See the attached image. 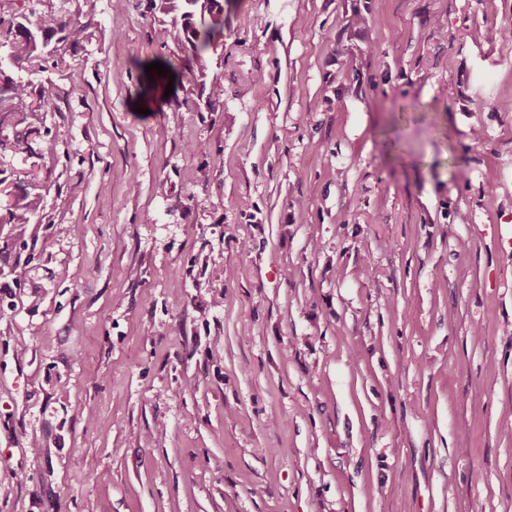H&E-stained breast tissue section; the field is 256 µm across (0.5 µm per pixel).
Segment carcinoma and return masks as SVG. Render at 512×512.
Wrapping results in <instances>:
<instances>
[{
    "instance_id": "1",
    "label": "carcinoma",
    "mask_w": 512,
    "mask_h": 512,
    "mask_svg": "<svg viewBox=\"0 0 512 512\" xmlns=\"http://www.w3.org/2000/svg\"><path fill=\"white\" fill-rule=\"evenodd\" d=\"M166 3L164 11L174 12L171 23L157 31L162 43L172 42L187 49V56L181 69L174 72V81H195L205 76L206 56L218 51L224 35V11L219 0H162ZM85 29L54 11L35 14V9L22 13L12 22L9 35L12 36L11 48L14 54L28 55L36 51L53 54L67 44H73L84 38ZM54 47H49L50 43ZM29 97V83L9 81L0 86V126L5 115L13 112V102H24ZM5 196L0 220L6 224H28L37 208V198L25 192L9 199L11 191L3 187L0 179V196Z\"/></svg>"
}]
</instances>
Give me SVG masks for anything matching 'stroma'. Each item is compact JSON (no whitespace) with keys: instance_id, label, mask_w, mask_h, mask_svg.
Masks as SVG:
<instances>
[{"instance_id":"obj_1","label":"stroma","mask_w":512,"mask_h":512,"mask_svg":"<svg viewBox=\"0 0 512 512\" xmlns=\"http://www.w3.org/2000/svg\"><path fill=\"white\" fill-rule=\"evenodd\" d=\"M221 3L200 112L157 0H0V512H512V0ZM18 19L20 20L12 22L8 31L12 36L11 48L15 55H32L39 48L40 54L45 53V49L56 36V45L46 51L47 54L51 55L60 50V47L77 43L84 38L85 29L82 25L54 11L39 14L34 23L26 13L20 14ZM29 85V82L20 80L8 81L5 86H0V126L4 124L8 114L14 112L13 101L23 103L29 97ZM3 180L0 179V209L2 210V195L7 197L3 210L5 215L0 217V220L6 224H29L31 216L35 213L37 208V197L30 198V193L25 192L18 194L12 201L9 196L11 191L7 187L2 188Z\"/></svg>"}]
</instances>
